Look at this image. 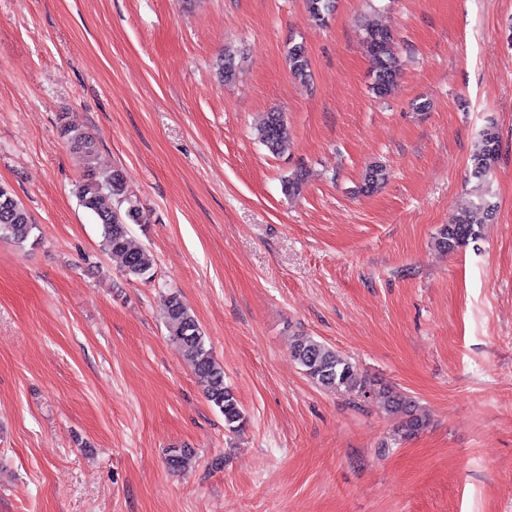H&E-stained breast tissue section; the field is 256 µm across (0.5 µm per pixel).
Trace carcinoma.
Segmentation results:
<instances>
[{"mask_svg":"<svg viewBox=\"0 0 512 512\" xmlns=\"http://www.w3.org/2000/svg\"><path fill=\"white\" fill-rule=\"evenodd\" d=\"M335 8V0H306L308 20L317 25L328 22ZM362 43L367 51L372 71L373 94L387 97L400 72V63L393 48L391 31L381 25L365 29ZM290 74L301 81L310 78V62L305 46L296 43L288 48ZM238 64L235 53L228 50L217 62L216 74L231 83L236 80ZM61 135L70 149L78 155L83 171L74 185L79 206L90 212L100 230L101 250L119 259L124 275L129 279L147 280L155 265L153 253L136 241L130 225L145 224L147 218L138 198L129 190L123 173L114 169L103 173L96 166L97 143L87 132L71 125L61 127ZM261 143L273 154L281 151L288 139V124L278 111L266 113L259 128ZM499 158V136L489 126L481 133L480 142L472 155V176L483 184ZM386 171L381 165H372L364 174L362 191L370 192L383 184ZM495 205L485 193L470 203L456 221L441 226L434 237L435 247L443 252L457 249L480 238L482 222L493 218ZM35 224L25 206L12 190L0 185V239L21 245L29 240ZM165 324L168 336L180 349L203 389L205 398L224 417L225 431L236 434L244 430L247 417L239 399L224 382V368L216 360L207 344L204 332L191 308L180 295L172 293L166 303ZM293 360L303 373L323 390L349 397L358 406L372 402L386 414L399 418L394 432L401 440L410 439L427 426L416 413L414 401L399 392L378 387L374 381L359 374L357 366L333 347L311 336H297L291 344ZM191 457L187 448H171L166 457L168 468L182 471Z\"/></svg>","mask_w":512,"mask_h":512,"instance_id":"obj_1","label":"carcinoma"}]
</instances>
